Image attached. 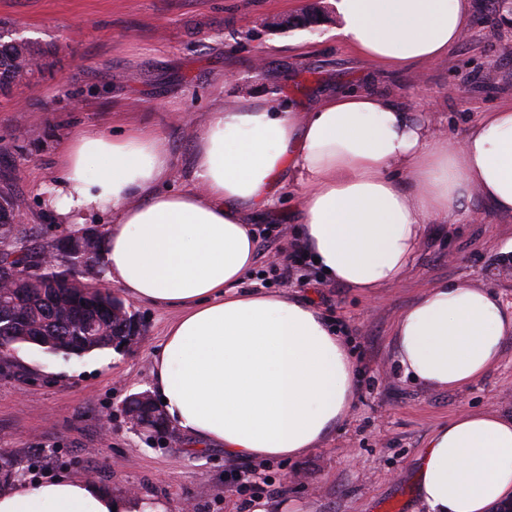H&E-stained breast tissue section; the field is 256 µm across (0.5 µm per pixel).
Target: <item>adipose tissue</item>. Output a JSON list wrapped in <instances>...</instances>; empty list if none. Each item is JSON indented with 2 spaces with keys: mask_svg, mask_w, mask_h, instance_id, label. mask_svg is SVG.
<instances>
[{
  "mask_svg": "<svg viewBox=\"0 0 512 512\" xmlns=\"http://www.w3.org/2000/svg\"><path fill=\"white\" fill-rule=\"evenodd\" d=\"M335 35L360 57L404 69L447 55L471 0H335ZM161 133L83 131L65 145L46 203L80 224L111 212L107 276L136 301L178 317L153 357L173 425L236 459L298 457L328 437L355 400L349 352L309 302L247 290L257 256L250 213L272 206L290 168L302 188L298 239L331 280L368 292L397 283L426 219L467 215L472 193L512 213V104L448 143L389 98L342 91L308 112L260 96L211 110L194 143L192 185L172 175ZM512 338V308L463 282L425 290L394 326L395 359L423 385L457 390L485 376ZM428 512H491L512 500V419L465 411L418 457ZM87 478L16 484L0 512H138Z\"/></svg>",
  "mask_w": 512,
  "mask_h": 512,
  "instance_id": "adipose-tissue-1",
  "label": "adipose tissue"
}]
</instances>
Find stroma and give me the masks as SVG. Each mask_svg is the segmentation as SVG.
Returning a JSON list of instances; mask_svg holds the SVG:
<instances>
[{"label":"stroma","instance_id":"1","mask_svg":"<svg viewBox=\"0 0 512 512\" xmlns=\"http://www.w3.org/2000/svg\"><path fill=\"white\" fill-rule=\"evenodd\" d=\"M314 4L324 11L317 26L268 25ZM472 5L467 36L446 56L393 69L336 38L332 0H0V19L47 52L35 77L0 94V193L24 199L33 244L53 242L70 227L47 207L43 190L71 136L163 128L174 161L165 186L177 190L192 177L194 137L208 112L245 92L304 112L326 95L368 90L409 112L425 110L458 143L482 112L512 103V24L491 0ZM178 113L184 122H174ZM298 201V185L283 178L274 205L253 213L265 248L244 283L314 302L351 352L359 394L336 430L298 458L253 461L198 445L171 424L157 432L132 427L125 401L151 392L153 353L178 311L125 299L106 273H84L81 282L108 283L124 299L140 334L82 356L25 343L0 355V451L17 459L24 482L89 478L120 500L135 489L137 500L165 512H184L188 501L194 512H426L414 491L416 460L432 432L462 411L512 416V339L481 379L436 389L396 366L393 324L422 289L447 281L490 289L511 306L512 277L497 269L512 259V214L472 195L470 217L426 225L402 278L370 295L314 267L300 282L280 283L275 265L294 241ZM247 468L251 483H237Z\"/></svg>","mask_w":512,"mask_h":512}]
</instances>
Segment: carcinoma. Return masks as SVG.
<instances>
[{
  "instance_id": "carcinoma-1",
  "label": "carcinoma",
  "mask_w": 512,
  "mask_h": 512,
  "mask_svg": "<svg viewBox=\"0 0 512 512\" xmlns=\"http://www.w3.org/2000/svg\"><path fill=\"white\" fill-rule=\"evenodd\" d=\"M45 52L18 38L11 23L0 20V90L32 77L36 70L29 61L43 59ZM11 247L16 257L7 261L0 253V280L7 293L0 296V336L6 340L26 337L50 354L81 355L132 339L128 311L111 293L85 285L71 270L46 267L28 277H14L12 266H32L26 235L16 231ZM126 411L136 415L140 424L151 429L162 427L164 420L150 399L131 398ZM17 474L11 458L0 453V488L12 483Z\"/></svg>"
}]
</instances>
